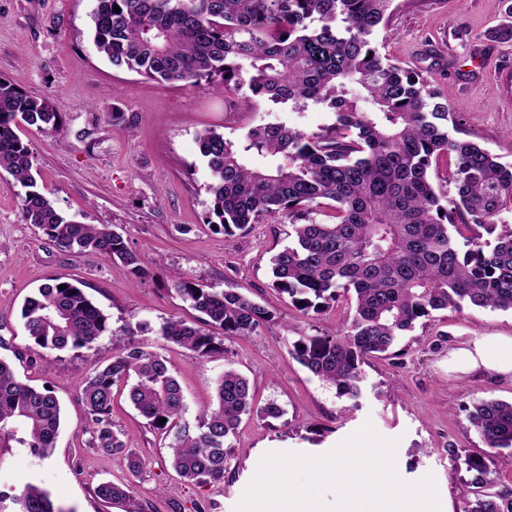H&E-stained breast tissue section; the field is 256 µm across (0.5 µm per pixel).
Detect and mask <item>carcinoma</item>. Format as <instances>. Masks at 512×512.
Here are the masks:
<instances>
[{"label":"carcinoma","mask_w":512,"mask_h":512,"mask_svg":"<svg viewBox=\"0 0 512 512\" xmlns=\"http://www.w3.org/2000/svg\"><path fill=\"white\" fill-rule=\"evenodd\" d=\"M393 0H96L93 42L114 66L161 81L202 84L225 94L246 90L275 104L327 105L336 123L316 133L258 124L237 139L198 134L211 174L206 223L233 236L266 216L288 215L293 242L271 258L272 287L307 313L345 298L354 314L338 336H301L296 359L354 402L362 365L437 310L472 305L512 311V165L474 142L452 138L454 122L440 93L418 73L382 56L371 36L385 27ZM120 11H113V6ZM60 131L48 98L0 78V169L28 189L23 217L60 247L122 263L132 282L148 276L141 257L104 224L63 216L36 190L34 160L16 129ZM454 166V193L434 187L430 169ZM323 215L328 221L321 222ZM501 228L485 248L483 233ZM466 242L461 250L457 238ZM64 289H58V286ZM174 291L204 314L198 324L169 319L158 340L198 358L224 354V337L250 336L269 311L250 297L203 288L180 273ZM27 336L50 351L88 347L108 318L63 277L42 285L21 312ZM126 391L148 425L171 437L174 471L190 485L221 483L231 439L253 413L247 377L227 366L216 403L194 425L170 362L129 332L112 361L86 379L81 401L91 445L141 461L113 430L114 391ZM165 422H160V419ZM469 421L491 454L512 450V402L481 401ZM58 399L20 381L0 359V448L19 444L41 458L55 449ZM490 454L467 455L466 469L488 477ZM128 483L104 482L107 504L131 498ZM0 512H65L34 483L0 489ZM462 512H512V499L477 490Z\"/></svg>","instance_id":"1"}]
</instances>
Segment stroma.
Instances as JSON below:
<instances>
[{
  "label": "stroma",
  "mask_w": 512,
  "mask_h": 512,
  "mask_svg": "<svg viewBox=\"0 0 512 512\" xmlns=\"http://www.w3.org/2000/svg\"><path fill=\"white\" fill-rule=\"evenodd\" d=\"M94 7L95 0H0V77L47 97L60 117V135L32 127L19 132L36 160L39 190L66 216L121 233L150 276L135 285L121 264L58 246L25 222V189L0 170V359L21 381L50 387L62 407L50 458L0 449V488L38 484L65 512H196L200 503L206 512H234L264 454L321 455L369 421L397 439L403 480L434 475L440 500L462 512L474 479L462 458L486 450L469 413L483 400L511 402L512 381L450 378L448 346L460 336L512 334V311L466 305L433 312L387 358L364 365L358 404L339 396L295 359L293 344L303 335L342 332L352 310L341 301L307 315L274 290L270 259L289 243L287 216L265 218L243 237L205 223L211 178L197 144L207 129L233 139L264 123L316 132L334 124V112L320 103L297 109L112 66L93 43ZM510 25L512 0H394L387 27L372 41L381 55L440 91L455 115L457 137L512 163V40L495 36ZM177 271L202 286L240 291L271 313L253 335L225 337L223 355L209 360L173 343L162 346L185 397V421L195 422L214 403L228 365L250 379L257 407L273 401L285 411L277 420L243 418L220 484L182 482L161 434L125 393L115 395L112 423L139 455L138 475H130L124 455L92 448L86 430L84 381L111 361L126 331L142 329L152 341L167 319H200L171 288ZM60 275L108 317V331L91 346L52 352L25 334V300ZM105 481L131 482L132 500L100 501L94 490Z\"/></svg>",
  "instance_id": "1"
}]
</instances>
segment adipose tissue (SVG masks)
<instances>
[{"label":"adipose tissue","mask_w":512,"mask_h":512,"mask_svg":"<svg viewBox=\"0 0 512 512\" xmlns=\"http://www.w3.org/2000/svg\"><path fill=\"white\" fill-rule=\"evenodd\" d=\"M448 372L458 379L476 374L512 379V334L459 337L448 348Z\"/></svg>","instance_id":"adipose-tissue-1"}]
</instances>
